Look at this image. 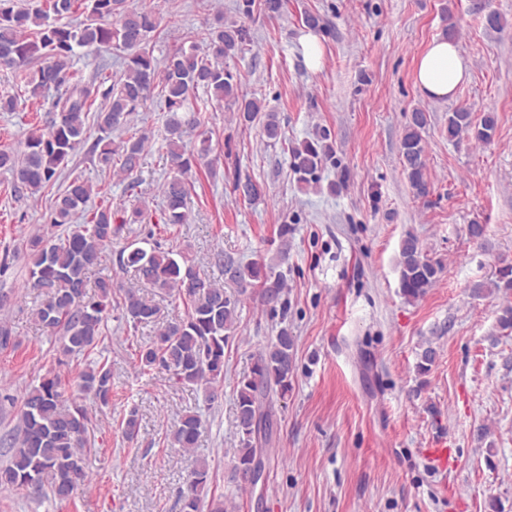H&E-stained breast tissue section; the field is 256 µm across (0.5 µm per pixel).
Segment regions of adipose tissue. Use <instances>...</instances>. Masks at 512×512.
<instances>
[{
  "instance_id": "1",
  "label": "adipose tissue",
  "mask_w": 512,
  "mask_h": 512,
  "mask_svg": "<svg viewBox=\"0 0 512 512\" xmlns=\"http://www.w3.org/2000/svg\"><path fill=\"white\" fill-rule=\"evenodd\" d=\"M469 77V63L457 43L438 38L419 56L415 68V84L431 99L454 97Z\"/></svg>"
}]
</instances>
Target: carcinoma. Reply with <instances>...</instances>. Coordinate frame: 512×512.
<instances>
[{"mask_svg": "<svg viewBox=\"0 0 512 512\" xmlns=\"http://www.w3.org/2000/svg\"><path fill=\"white\" fill-rule=\"evenodd\" d=\"M77 12L85 14L82 24L73 27L62 22ZM161 22L157 9L134 6L130 0H0V62L13 69L28 98L39 99L53 92V117L48 128L29 132L19 151L0 149V170L12 174L15 193L37 190L68 167L89 138L86 119L98 97L103 99L96 113L100 135L88 151L90 160L103 173L116 168L129 176L141 168L152 142L144 134L116 141L112 133L125 130L131 116L144 105L155 86H160L159 96L169 114L167 135L160 149L166 150L178 172L162 188L165 223L169 225L185 223L188 183L184 175L191 171L196 158L210 151L206 137L195 153L186 151L182 144L183 134L201 124L199 113L188 106L195 89L202 87L216 101L236 108L246 123L264 114L265 137L274 141L281 137L277 115L263 112L260 101L239 94V75L230 66L248 40L246 27L235 22L211 26L198 34L201 44L179 46L160 64L148 49V41ZM78 48L122 52L125 69L111 83L106 76L85 81L74 70ZM427 124V112L415 109L400 143L403 171L417 197L429 194L423 138ZM495 130V117L490 113L475 130L470 113H448L450 139L471 131L475 140L488 142ZM324 140L323 135L293 148L291 166L300 182H316L317 171L329 158ZM94 194L93 184L73 178L55 200L51 220L53 224L68 225V229L57 235H36L27 242L28 285L44 296L36 315L58 338L60 365L97 349L105 321L112 314V294L116 292L112 277H98L92 294L87 292V279L88 273L101 265L104 250L112 245L123 225L112 223V207L108 204L87 209ZM79 213L88 215L83 224L73 223ZM213 260L239 286V292L257 284L263 305L274 309L281 303L284 279L273 267L242 265L222 253ZM117 262L121 268L133 270L144 286L190 304L185 318L161 325L155 338L139 347L140 369L164 370L175 382L200 387L208 399H216L217 385L224 381V345L237 325L238 296L225 292L200 273L184 251H162L158 246L146 250L130 244L119 251ZM398 266L400 293L409 301L424 296L441 273V267L427 258L413 234L401 242ZM492 286L495 292L512 293V262L499 267ZM117 309L133 327L156 322L160 312L132 288L124 291ZM294 350L295 339L284 326L259 351L250 374L237 384L235 480L252 485L258 482L262 462L256 443L268 431L262 402L273 392H288ZM75 386L81 395L92 396L102 406L109 405L112 368L108 360L89 363L78 373ZM65 393L61 375L52 372L25 393L17 424L0 441L10 452L6 464L0 467V487L22 488L33 499L51 497L66 503L88 479L84 449L91 418L79 399H69ZM200 429L198 415L184 414L171 434V445L192 452ZM47 475L48 483L44 481ZM208 479L209 468L203 462L192 471L182 492L180 512H200L199 493Z\"/></svg>", "mask_w": 512, "mask_h": 512, "instance_id": "cac0c4a2", "label": "carcinoma"}]
</instances>
